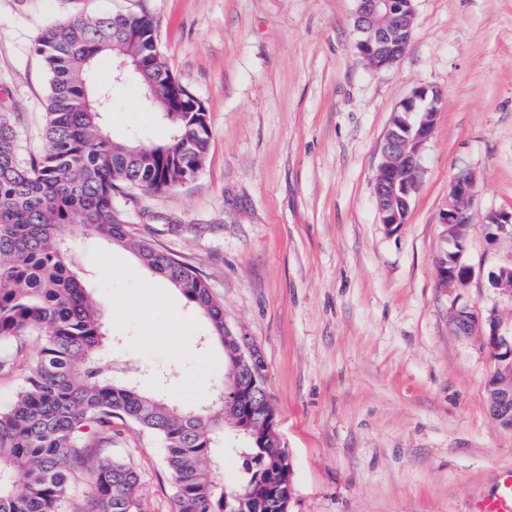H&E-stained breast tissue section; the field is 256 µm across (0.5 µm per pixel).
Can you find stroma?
Segmentation results:
<instances>
[{"label": "stroma", "mask_w": 512, "mask_h": 512, "mask_svg": "<svg viewBox=\"0 0 512 512\" xmlns=\"http://www.w3.org/2000/svg\"><path fill=\"white\" fill-rule=\"evenodd\" d=\"M411 44L391 70L355 47L356 0H0V112L23 152L44 147L48 79L32 43L81 14L151 17L161 57L204 104L210 147L191 181L116 196L133 235L196 268L224 322L263 362L287 450L288 512H470L512 470V430L489 414L494 360L456 335L454 308L512 336V290L490 271L512 237L486 213L512 209V0H415ZM418 87L443 109L407 224H380L373 177L394 109ZM114 136L167 131L134 80L114 91ZM475 181L463 260L444 294L436 260L454 178ZM75 250L114 343L144 387L166 370L172 404L206 407L224 351L179 290L96 235ZM115 453L138 471L141 512H175L160 443L122 427Z\"/></svg>", "instance_id": "stroma-1"}]
</instances>
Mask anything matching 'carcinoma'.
Wrapping results in <instances>:
<instances>
[{
	"mask_svg": "<svg viewBox=\"0 0 512 512\" xmlns=\"http://www.w3.org/2000/svg\"><path fill=\"white\" fill-rule=\"evenodd\" d=\"M145 15H81L42 28L34 50L49 77L46 146L24 155L0 113V372L10 347L34 341L38 356L13 401L0 407V512H136L139 474L106 450L115 425L155 435L174 484L176 512H225L251 493L250 512H277L257 494L274 452L250 435L233 452L242 460L229 490L217 477L215 438L240 416L232 384L211 400L214 414L170 404L118 376L103 361L113 338L88 270L72 251L97 234L132 251L139 264L177 288L208 323L203 343H224V310L195 268L133 236L114 202L126 188L164 192L200 171L210 132L206 109L176 83ZM137 62L144 94L168 130L162 144L112 136L103 115L111 92L88 73L101 55Z\"/></svg>",
	"mask_w": 512,
	"mask_h": 512,
	"instance_id": "1",
	"label": "carcinoma"
}]
</instances>
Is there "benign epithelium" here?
I'll return each mask as SVG.
<instances>
[{
    "mask_svg": "<svg viewBox=\"0 0 512 512\" xmlns=\"http://www.w3.org/2000/svg\"><path fill=\"white\" fill-rule=\"evenodd\" d=\"M355 29L372 36L356 40V48L374 69H390L404 57L413 34L415 8L400 14L394 0H357ZM428 101L431 111L425 112L414 125L400 112L391 114L385 134L382 159L374 180V199L379 223L393 229L407 223L413 197L424 174V150L441 112L442 96L433 90L417 88L402 107H410L414 100ZM450 201L441 214L443 236L456 250L437 261V282L448 293L465 286L474 270L462 262V252L469 228V212L475 200V181L470 176H459L450 184ZM484 224L491 238L512 236V211H493ZM495 288H512V256L489 275ZM452 326L459 336H482L490 348L495 369L487 383L489 411L501 426L512 430V338L499 334L495 322L482 320L474 309L461 308L452 312ZM225 350L230 361L224 364V379L233 382L243 404L241 428L255 431L254 437L270 442L280 459L265 483V495L274 499L281 512H287L292 496L288 488L291 470L287 468L288 455L276 431V414L271 407L252 405L253 392L264 383L260 356L250 348L245 338L226 334Z\"/></svg>",
    "mask_w": 512,
    "mask_h": 512,
    "instance_id": "obj_1",
    "label": "benign epithelium"
}]
</instances>
